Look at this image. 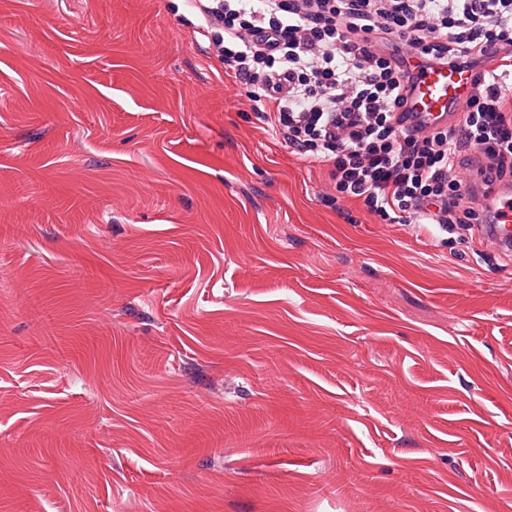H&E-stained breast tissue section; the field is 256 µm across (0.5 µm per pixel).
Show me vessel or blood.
Wrapping results in <instances>:
<instances>
[{"mask_svg":"<svg viewBox=\"0 0 512 512\" xmlns=\"http://www.w3.org/2000/svg\"><path fill=\"white\" fill-rule=\"evenodd\" d=\"M410 75L415 84L412 109L420 120L430 124L454 121L455 109L472 89L469 73L446 67H429L419 56H411Z\"/></svg>","mask_w":512,"mask_h":512,"instance_id":"vessel-or-blood-1","label":"vessel or blood"}]
</instances>
